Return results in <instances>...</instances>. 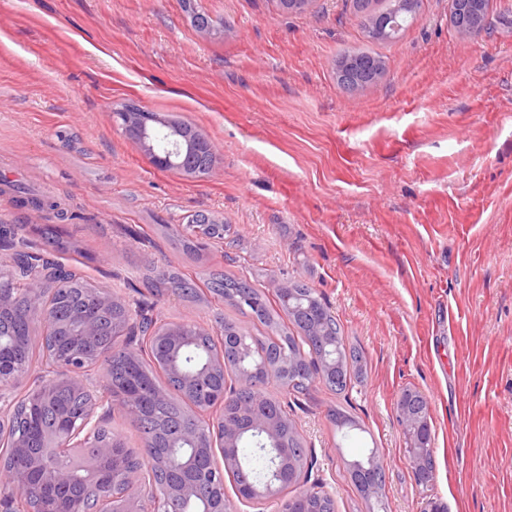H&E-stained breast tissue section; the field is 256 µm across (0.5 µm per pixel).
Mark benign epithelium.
Returning a JSON list of instances; mask_svg holds the SVG:
<instances>
[{"mask_svg": "<svg viewBox=\"0 0 512 512\" xmlns=\"http://www.w3.org/2000/svg\"><path fill=\"white\" fill-rule=\"evenodd\" d=\"M116 118L134 142L143 148L153 164L164 169H181L183 146L179 139H169L162 148L155 146L150 131L134 129L129 113L118 112ZM196 235L203 240L224 238L222 224H195ZM69 272H58L36 265L18 252L11 270H0V317L5 318L15 311L11 295L13 280L21 278L27 288L26 312L33 327L42 332L43 341H55L59 336L68 337L74 346L63 352L55 349L49 362L36 373L37 386L33 390L32 403H48L58 388L68 387L72 392L90 397L82 414L78 417L68 413L59 415L58 423L43 430L38 447L45 452L60 456L68 455L71 463L65 467L38 465L28 478L9 469L0 462V512H89L86 499L97 501L96 512H166L164 505L170 502L197 505L195 512H230V503L224 494V472L241 475L243 483L236 485L237 496L242 501H259L281 496L286 485L299 480L310 483L305 496L312 494L320 499L328 497L323 492L320 479L311 480V473L301 475L288 469V479L276 473L262 482L247 480L245 467L236 454L224 456V467H215L203 472L197 480H183L168 484L164 497L159 500L148 488L144 471H150L163 462L169 468L181 472L193 471L198 460L215 457V448H238L243 437L252 433L263 438L266 447L283 445L281 426L283 419L261 411L256 403L239 406L240 415L247 418L244 425L224 422L226 392H214L204 409L191 406L194 424L181 429L168 438V447L159 450L152 443L144 444L140 466L126 467L116 456L112 435L104 431L103 423L113 410H118L129 419L137 417V410L129 401L112 400V374L107 364L108 352L90 357L82 345L94 341L100 335L103 323H108L113 336V348L117 340L128 336L132 328L130 319L115 313L119 299L106 292L97 299V315L90 316L79 310L72 313L68 322L61 325L55 318L54 294L66 287ZM211 329L190 321L164 323L147 336V345L168 346L169 371L181 377L187 387L201 386L215 371L224 369L222 357H213L194 370L186 369L180 352L195 337L208 335ZM97 368L95 378L89 377L91 368ZM18 378L12 373L0 374V436L9 440L14 456H25L33 447L25 434L11 431L17 399L14 389ZM414 395V390L405 389L398 398L402 405L399 422L407 438L408 452L414 470L427 467L425 450L426 435L430 433L429 411L412 410L404 406L405 400ZM91 442V451L78 454L72 450Z\"/></svg>", "mask_w": 512, "mask_h": 512, "instance_id": "1", "label": "benign epithelium"}]
</instances>
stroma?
Returning <instances> with one entry per match:
<instances>
[{
	"mask_svg": "<svg viewBox=\"0 0 512 512\" xmlns=\"http://www.w3.org/2000/svg\"><path fill=\"white\" fill-rule=\"evenodd\" d=\"M0 0V225L129 303L155 269L204 284L246 279L276 299L314 288L361 361L342 393L315 383L289 416L336 512H372L349 461L375 450L388 512H512V0L458 34L449 0H422L398 38L371 43L345 0L301 13L276 0ZM385 62L343 91L345 51ZM189 121L215 147L212 173L156 167L116 111ZM67 214L20 203L19 187ZM226 226L201 260L193 216ZM162 322L216 328V298L148 297ZM430 405L435 479L419 485L396 412ZM353 420L341 429L331 411Z\"/></svg>",
	"mask_w": 512,
	"mask_h": 512,
	"instance_id": "1",
	"label": "stroma"
}]
</instances>
